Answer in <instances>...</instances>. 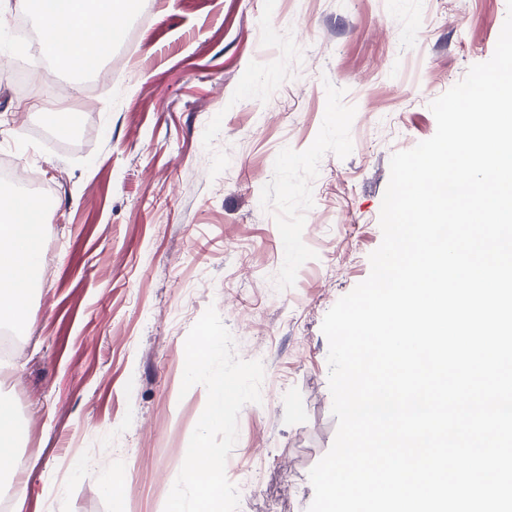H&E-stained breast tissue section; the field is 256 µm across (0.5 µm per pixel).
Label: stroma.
<instances>
[{
    "label": "stroma",
    "mask_w": 512,
    "mask_h": 512,
    "mask_svg": "<svg viewBox=\"0 0 512 512\" xmlns=\"http://www.w3.org/2000/svg\"><path fill=\"white\" fill-rule=\"evenodd\" d=\"M114 83L20 95L16 0H0V151L51 189L32 331L0 366L25 429L10 512H164L207 401L180 387L215 307L262 361L227 463L238 512H307L337 429L326 313L370 274L395 152L489 60L507 0H138ZM77 117L61 135L42 118Z\"/></svg>",
    "instance_id": "obj_1"
}]
</instances>
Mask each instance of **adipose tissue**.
Returning <instances> with one entry per match:
<instances>
[{
    "instance_id": "ef3b65f1",
    "label": "adipose tissue",
    "mask_w": 512,
    "mask_h": 512,
    "mask_svg": "<svg viewBox=\"0 0 512 512\" xmlns=\"http://www.w3.org/2000/svg\"><path fill=\"white\" fill-rule=\"evenodd\" d=\"M52 9L37 12L42 46L56 47L59 36L89 26L115 31L125 14L126 0H55ZM113 44L89 37L60 55L67 70L96 66L110 56ZM45 211L39 200L17 202L0 194V316L25 324L29 321L31 288L41 255L40 226Z\"/></svg>"
}]
</instances>
